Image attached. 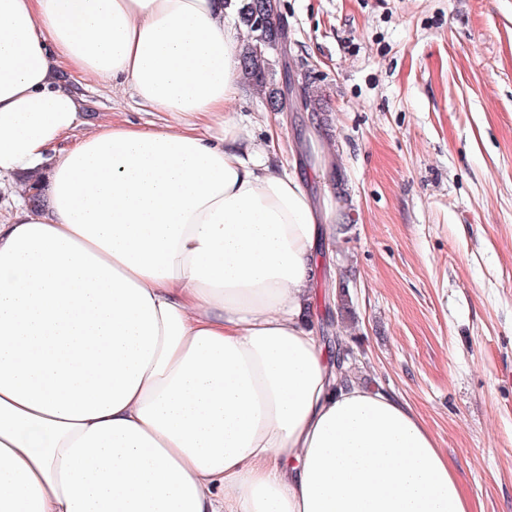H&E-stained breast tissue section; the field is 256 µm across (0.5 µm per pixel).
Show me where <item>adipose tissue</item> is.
Here are the masks:
<instances>
[{
	"instance_id": "obj_1",
	"label": "adipose tissue",
	"mask_w": 512,
	"mask_h": 512,
	"mask_svg": "<svg viewBox=\"0 0 512 512\" xmlns=\"http://www.w3.org/2000/svg\"><path fill=\"white\" fill-rule=\"evenodd\" d=\"M225 12L0 0V512H471L407 404L336 386L305 311L341 204L231 119ZM63 70L161 123L85 130Z\"/></svg>"
}]
</instances>
